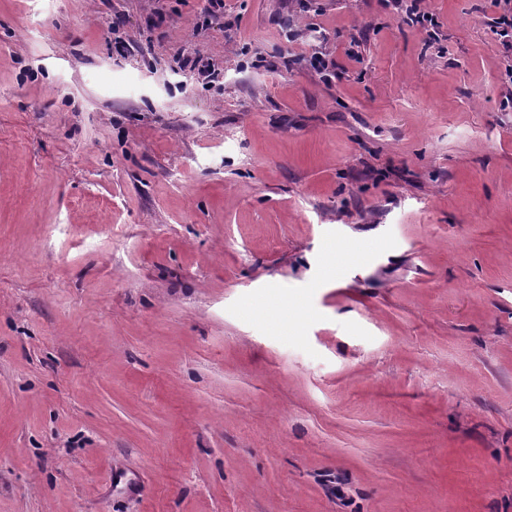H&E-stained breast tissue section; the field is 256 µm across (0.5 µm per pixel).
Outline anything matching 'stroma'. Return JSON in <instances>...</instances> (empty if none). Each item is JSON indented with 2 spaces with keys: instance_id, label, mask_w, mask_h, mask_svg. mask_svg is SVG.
Instances as JSON below:
<instances>
[{
  "instance_id": "obj_1",
  "label": "stroma",
  "mask_w": 512,
  "mask_h": 512,
  "mask_svg": "<svg viewBox=\"0 0 512 512\" xmlns=\"http://www.w3.org/2000/svg\"><path fill=\"white\" fill-rule=\"evenodd\" d=\"M423 6L0 0V512H512V37ZM180 68L182 70H188L193 73H197L202 81H206L203 84H211L219 81V77L222 74L221 69L216 68L213 61L205 57L200 51L195 50L189 52L186 56L180 59Z\"/></svg>"
}]
</instances>
